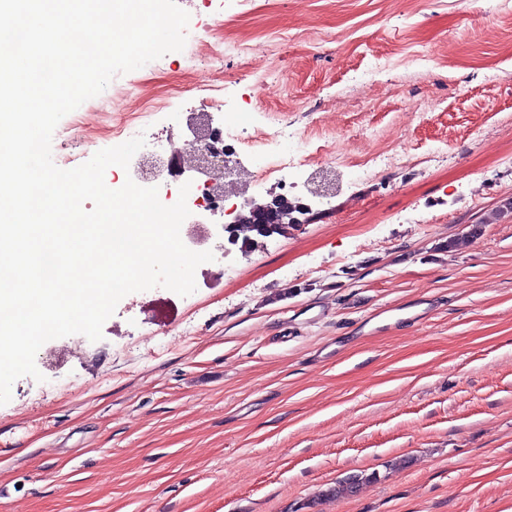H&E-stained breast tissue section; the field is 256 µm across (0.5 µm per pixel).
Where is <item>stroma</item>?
Wrapping results in <instances>:
<instances>
[{
    "mask_svg": "<svg viewBox=\"0 0 512 512\" xmlns=\"http://www.w3.org/2000/svg\"><path fill=\"white\" fill-rule=\"evenodd\" d=\"M215 8L229 105L338 159L343 192L290 170L299 223L16 380L0 512H512V0ZM128 77L191 138L179 53Z\"/></svg>",
    "mask_w": 512,
    "mask_h": 512,
    "instance_id": "1",
    "label": "stroma"
}]
</instances>
